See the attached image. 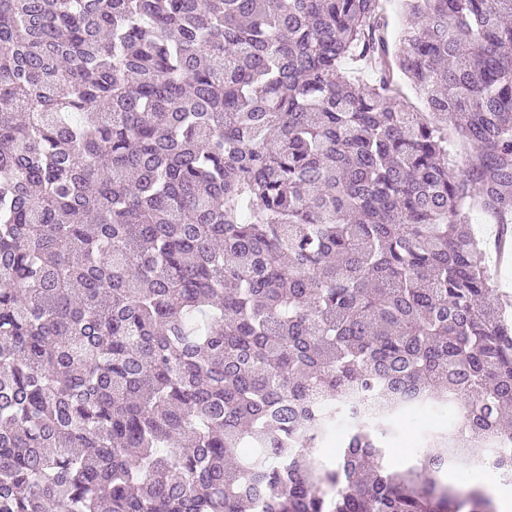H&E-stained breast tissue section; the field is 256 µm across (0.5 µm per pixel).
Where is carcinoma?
<instances>
[{"instance_id":"obj_1","label":"carcinoma","mask_w":512,"mask_h":512,"mask_svg":"<svg viewBox=\"0 0 512 512\" xmlns=\"http://www.w3.org/2000/svg\"><path fill=\"white\" fill-rule=\"evenodd\" d=\"M404 5L0 0V512H496L512 0ZM486 263L491 275L500 291L508 292L512 298V261L498 262L496 253L492 249H486ZM423 416H429V421L425 425H420L416 422L417 417L413 414L407 415L400 422V433L399 437L391 448H383L385 459L390 465H397L398 459L403 456L413 457L418 450V443L420 440V434L425 431L428 434L429 439H435L437 437L436 431L439 424L436 421L435 414L427 411L422 413Z\"/></svg>"}]
</instances>
